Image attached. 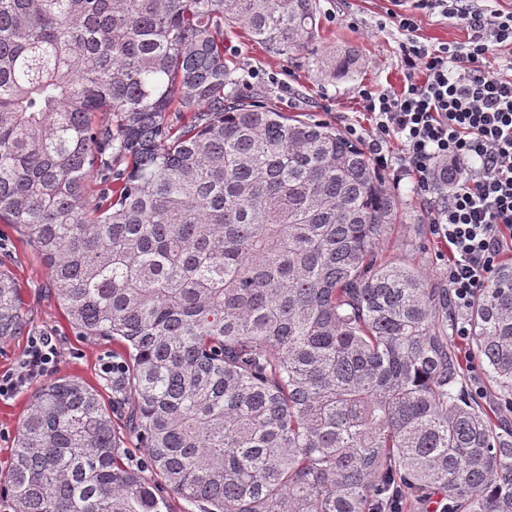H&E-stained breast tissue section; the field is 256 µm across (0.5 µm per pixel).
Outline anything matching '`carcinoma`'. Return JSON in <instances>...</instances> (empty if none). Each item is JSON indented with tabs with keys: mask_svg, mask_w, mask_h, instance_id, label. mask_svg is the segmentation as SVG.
<instances>
[{
	"mask_svg": "<svg viewBox=\"0 0 512 512\" xmlns=\"http://www.w3.org/2000/svg\"><path fill=\"white\" fill-rule=\"evenodd\" d=\"M279 55L318 0H0V222L37 251L107 385L53 378L14 512H512V429L466 386L448 281L378 246L401 207L331 124L240 93L224 27ZM351 47L316 58L353 74ZM469 348L512 396V266ZM28 310L0 266V340ZM142 453L139 462L129 459Z\"/></svg>",
	"mask_w": 512,
	"mask_h": 512,
	"instance_id": "obj_1",
	"label": "carcinoma"
}]
</instances>
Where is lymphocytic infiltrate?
<instances>
[{"instance_id":"f902f5d3","label":"lymphocytic infiltrate","mask_w":512,"mask_h":512,"mask_svg":"<svg viewBox=\"0 0 512 512\" xmlns=\"http://www.w3.org/2000/svg\"><path fill=\"white\" fill-rule=\"evenodd\" d=\"M435 10L463 20L468 40L435 48L417 41L419 14ZM388 20L407 36L406 57L422 77L397 94L363 91L378 142L373 160L387 166L380 144L397 138V170L414 175L421 196L433 193L437 166L452 168L449 191L437 201L431 222L448 244L443 276L463 316L493 283L505 248H512V75L487 69L493 51L512 52V12L490 19L471 0H414L413 11L389 12ZM59 355L56 337L30 336L16 369L0 375V398L50 378Z\"/></svg>"}]
</instances>
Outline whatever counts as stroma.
<instances>
[{
    "label": "stroma",
    "instance_id": "obj_1",
    "mask_svg": "<svg viewBox=\"0 0 512 512\" xmlns=\"http://www.w3.org/2000/svg\"><path fill=\"white\" fill-rule=\"evenodd\" d=\"M321 29L309 50L286 57L274 55L254 42L243 26L225 30L224 50L237 66L236 74L247 92L268 95L286 112H303L326 121L340 132L349 126L370 130L373 119L364 108L361 90L400 92L413 76L402 44L406 37L384 26L387 10L412 9V0H319ZM468 31L456 18L440 13L421 15L418 35L429 45L463 42ZM357 47L360 65L349 77L321 80L314 54ZM413 179H404L397 191L403 204L401 220L393 225L379 251L390 262L413 263L428 280L438 279L444 259L445 242L428 222L430 203L413 193ZM0 261L20 286L31 319L29 334L55 336L60 347L57 376L74 377L98 388L104 403L112 392L104 385L100 364L112 352L108 341H91L78 336L53 294L50 276L34 248L11 225L0 223ZM0 342V375L13 371L22 358L28 336ZM31 396L24 389L0 399V487L8 485V461L14 437L27 412Z\"/></svg>",
    "mask_w": 512,
    "mask_h": 512
}]
</instances>
